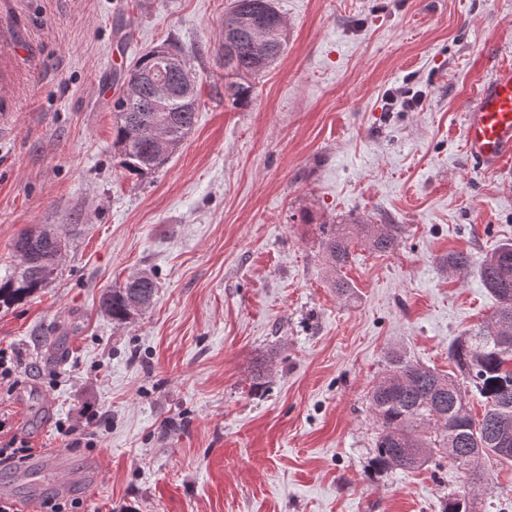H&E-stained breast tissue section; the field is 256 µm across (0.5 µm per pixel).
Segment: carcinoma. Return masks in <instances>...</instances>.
Returning a JSON list of instances; mask_svg holds the SVG:
<instances>
[{
	"mask_svg": "<svg viewBox=\"0 0 512 512\" xmlns=\"http://www.w3.org/2000/svg\"><path fill=\"white\" fill-rule=\"evenodd\" d=\"M229 18L235 25L224 29V96L245 104L253 94L250 78L284 55L288 25L274 0H233ZM122 83L125 90L112 103L114 145L123 168L144 176L163 167L184 144L200 105L197 84L181 85L180 76L152 49L137 58ZM319 230L334 270L350 263L354 240L375 252H390L400 237L399 225L362 218L351 224H321ZM59 240L66 237L50 227H34L18 237L15 252L24 250L29 258L0 277V305L20 302L52 282L61 257ZM473 267L498 306L488 321L466 331L448 350L459 377L393 350L369 397L378 425L373 460L379 468L418 470L446 459L466 478V489L448 496L443 512H471L473 498L494 487V479L479 470L475 449H485L484 458L512 462V241L478 263L467 254H448L449 270L464 273ZM156 291L154 273L141 271L122 286L107 289L100 309L113 322L126 324L153 303ZM466 382L482 398L479 420L466 402Z\"/></svg>",
	"mask_w": 512,
	"mask_h": 512,
	"instance_id": "cac0c4a2",
	"label": "carcinoma"
}]
</instances>
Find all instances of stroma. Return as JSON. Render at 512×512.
<instances>
[{"instance_id":"35a3bbf8","label":"stroma","mask_w":512,"mask_h":512,"mask_svg":"<svg viewBox=\"0 0 512 512\" xmlns=\"http://www.w3.org/2000/svg\"><path fill=\"white\" fill-rule=\"evenodd\" d=\"M231 3L0 0V272L30 227L69 234L54 281L0 308L21 376L0 393L4 433L65 453L75 478L34 492L0 468L19 512L62 492L89 512H443L458 486L445 459L371 474L367 396L393 348L455 373L449 348L496 309L445 260L512 239V189L463 146L469 94L512 63V0H276L288 47L242 106L217 55ZM165 41L201 105L136 179L97 86ZM359 217L402 232L388 253L354 245L344 298L319 227ZM142 269L154 304L112 323L100 295ZM60 422L92 425L91 444ZM481 465L499 485L475 512H512V466Z\"/></svg>"}]
</instances>
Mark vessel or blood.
Segmentation results:
<instances>
[{"label": "vessel or blood", "mask_w": 512, "mask_h": 512, "mask_svg": "<svg viewBox=\"0 0 512 512\" xmlns=\"http://www.w3.org/2000/svg\"><path fill=\"white\" fill-rule=\"evenodd\" d=\"M464 149L484 171L497 176L512 164V66L500 65L467 100Z\"/></svg>", "instance_id": "b4317fda"}]
</instances>
